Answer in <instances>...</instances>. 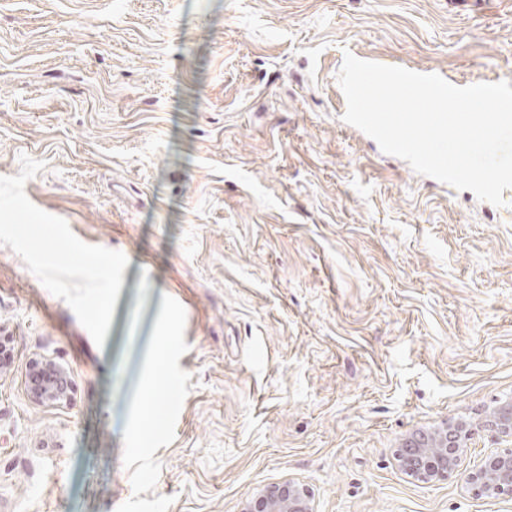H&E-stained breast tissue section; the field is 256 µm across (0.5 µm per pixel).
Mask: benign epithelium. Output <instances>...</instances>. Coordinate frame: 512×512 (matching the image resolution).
<instances>
[{
  "label": "benign epithelium",
  "mask_w": 512,
  "mask_h": 512,
  "mask_svg": "<svg viewBox=\"0 0 512 512\" xmlns=\"http://www.w3.org/2000/svg\"><path fill=\"white\" fill-rule=\"evenodd\" d=\"M34 367L29 391L42 402H67L73 385L66 371L49 359L31 362ZM501 448L477 465L463 467L466 448L482 437ZM398 467L408 476L426 484L459 474L473 495L512 498V397L475 421H448L429 432L402 441L396 450ZM241 512H316L313 496L301 481L288 479L263 487L245 501Z\"/></svg>",
  "instance_id": "obj_1"
}]
</instances>
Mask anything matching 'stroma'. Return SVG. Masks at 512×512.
I'll list each match as a JSON object with an SVG mask.
<instances>
[{
  "label": "stroma",
  "mask_w": 512,
  "mask_h": 512,
  "mask_svg": "<svg viewBox=\"0 0 512 512\" xmlns=\"http://www.w3.org/2000/svg\"><path fill=\"white\" fill-rule=\"evenodd\" d=\"M512 81V0H0V176L128 264L103 345L0 246V512H512L395 461L512 394L504 206L344 122L345 55ZM166 307L179 392L113 421ZM69 373L35 400L29 364ZM43 362L39 365L40 362ZM35 369L30 377L29 391L42 402H68L73 392L72 381L66 371L49 359H34ZM308 486L291 479L263 487L245 501L241 512H316Z\"/></svg>",
  "instance_id": "stroma-1"
}]
</instances>
